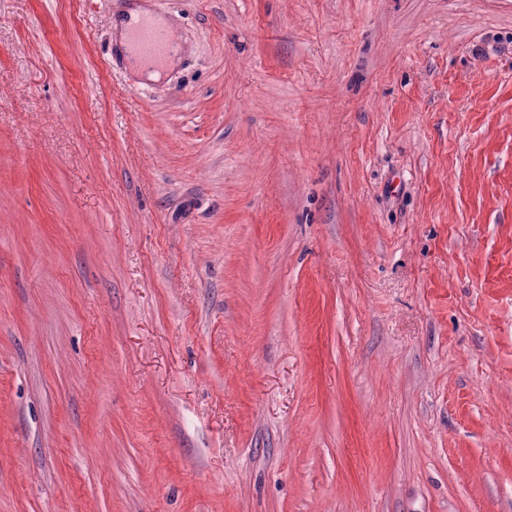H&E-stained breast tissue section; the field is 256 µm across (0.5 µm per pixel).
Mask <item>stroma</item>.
Listing matches in <instances>:
<instances>
[{
    "instance_id": "1",
    "label": "stroma",
    "mask_w": 512,
    "mask_h": 512,
    "mask_svg": "<svg viewBox=\"0 0 512 512\" xmlns=\"http://www.w3.org/2000/svg\"><path fill=\"white\" fill-rule=\"evenodd\" d=\"M0 0V512H512V0ZM130 35L136 49L147 58L162 59L174 51L167 34L144 21L133 25Z\"/></svg>"
}]
</instances>
